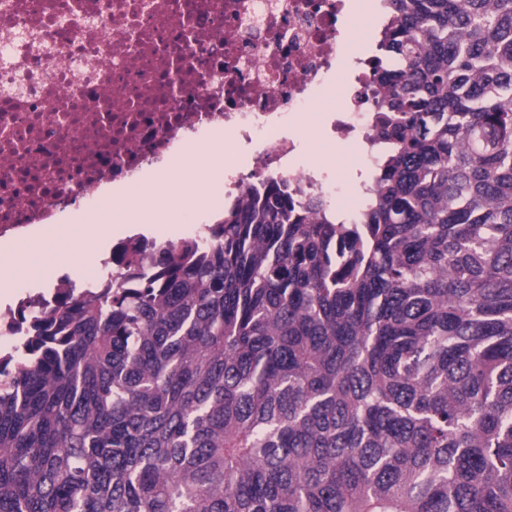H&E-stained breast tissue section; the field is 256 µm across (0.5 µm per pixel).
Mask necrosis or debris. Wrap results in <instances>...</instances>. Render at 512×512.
<instances>
[{"label":"necrosis or debris","mask_w":512,"mask_h":512,"mask_svg":"<svg viewBox=\"0 0 512 512\" xmlns=\"http://www.w3.org/2000/svg\"><path fill=\"white\" fill-rule=\"evenodd\" d=\"M374 0H0V238L86 207L190 143L223 134L224 194L270 177L337 200L336 179L299 136L321 126L338 148L364 143L369 112H315L343 85L352 27ZM19 291L0 308V344L19 345Z\"/></svg>","instance_id":"1"}]
</instances>
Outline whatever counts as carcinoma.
Listing matches in <instances>:
<instances>
[{
  "mask_svg": "<svg viewBox=\"0 0 512 512\" xmlns=\"http://www.w3.org/2000/svg\"><path fill=\"white\" fill-rule=\"evenodd\" d=\"M381 8L363 207L270 180L20 317L0 512H512V0Z\"/></svg>",
  "mask_w": 512,
  "mask_h": 512,
  "instance_id": "carcinoma-1",
  "label": "carcinoma"
}]
</instances>
